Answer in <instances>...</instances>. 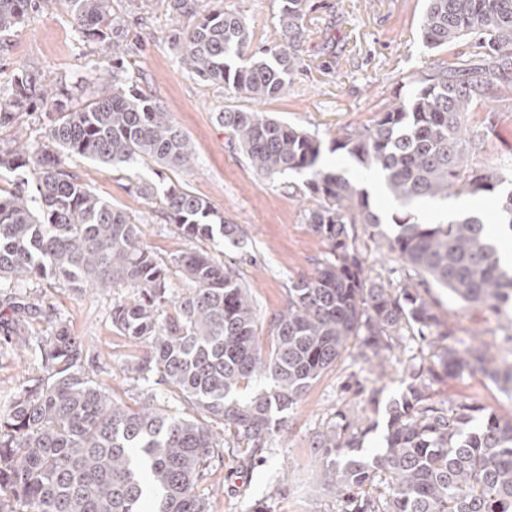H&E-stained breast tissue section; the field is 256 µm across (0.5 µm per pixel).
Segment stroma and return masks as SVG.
<instances>
[{"label": "stroma", "mask_w": 512, "mask_h": 512, "mask_svg": "<svg viewBox=\"0 0 512 512\" xmlns=\"http://www.w3.org/2000/svg\"><path fill=\"white\" fill-rule=\"evenodd\" d=\"M202 4L207 10L221 8L239 15L250 33V51L283 41L279 0H202ZM309 5L298 72L282 95L258 106L233 89L199 79L182 64L170 35L176 27L190 25V18L172 17L163 0H151L149 9L141 12L131 7L130 0H112L113 16L123 22L129 42L140 46L124 58L126 76L169 112L193 144L196 160L191 168L175 171L153 163L118 171L78 156L66 161L67 170L79 182L140 221L144 241L163 259L206 250L221 253L224 261L232 263L250 287L259 311L256 333L266 347L272 341L269 319L284 308L291 280L315 275L329 247L307 224L306 175L292 172L271 180L257 174L231 143L220 113L258 106L316 136L321 141V166L364 188L371 209L390 233L393 218L402 217L403 209L354 157L336 149L335 139L343 131L370 126L381 112L408 99L416 82L472 53L464 41L425 47L420 22L426 0H309ZM111 61V48L78 37L63 0H43L38 11L0 38L1 84L26 65L45 81L76 83L87 95L97 96L106 86L101 75ZM464 125L476 136L467 155L468 168L512 174V87L499 90L491 104L467 113ZM143 180L175 183L206 200L228 223L241 228L240 243L179 235L164 218L160 201L139 194L137 184ZM350 245L361 255L372 282L387 288L399 285L401 265L382 249L379 236L359 226ZM417 281L420 291L434 299L435 312L452 329L455 343L477 337L489 344L496 358H512V344L507 341L512 335V308L495 314L453 297L427 275H418ZM26 295L53 307L67 322L83 343L87 372L114 397L135 404L156 391L154 380L133 381L120 370L125 361L142 356L145 348L113 330L111 298L90 289L75 292L44 283L31 286ZM406 338L383 380L385 402L402 391L409 365L437 361L435 345L411 331ZM359 345V340H351L336 364L312 381L289 411L283 434L274 437L263 453L250 458L236 448L221 450L200 487L208 512H255L260 506L266 512H338L336 498L314 460L315 434L325 430L339 410L377 421L366 447H379L386 431L385 407L371 408L356 394L373 381ZM37 371L34 354L18 353L0 340V410ZM430 392L447 407L465 401L512 418V398L479 372L437 380Z\"/></svg>", "instance_id": "35a3bbf8"}]
</instances>
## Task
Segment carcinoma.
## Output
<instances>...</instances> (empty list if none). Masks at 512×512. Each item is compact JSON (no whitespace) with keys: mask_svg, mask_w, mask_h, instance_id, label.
I'll list each match as a JSON object with an SVG mask.
<instances>
[{"mask_svg":"<svg viewBox=\"0 0 512 512\" xmlns=\"http://www.w3.org/2000/svg\"><path fill=\"white\" fill-rule=\"evenodd\" d=\"M80 36L93 44L124 43L127 33L111 14L110 0H66ZM279 25L286 45L247 54L249 33L234 13L201 11L200 0H166L176 17L191 16L171 42L195 75L256 101L278 97L299 68L295 50L306 33L308 0H281ZM39 0H0V36L36 10ZM424 44L436 49L470 38L483 63L462 61L424 79L408 99L381 113L369 128L335 140L367 169L384 174L385 188L403 205L452 196L499 194L497 223L512 233V190L495 169L467 173L468 144L462 118L474 102L512 83V0H427L421 21ZM82 89L60 81L47 87L30 68L18 70L0 91V133L18 128L37 104L52 107L47 143L0 138V169H30L24 182L0 194V282L19 288L54 279L81 291L123 288L129 300L112 301V328L145 354L121 367L127 377L153 375L164 397L139 406L113 399L82 371L84 349L53 311L9 295L0 312L7 339L33 350L44 375L16 393L0 412V512H208L198 492L217 434L258 453L285 426L322 371L336 363L350 339L363 337L365 352L384 368L405 326L419 335L436 331L443 343L438 363L412 368L401 397L387 409L383 444L363 453L375 428L370 418L340 411L339 421L317 435L315 456L331 475L330 490L343 512H512V419L467 402L445 409L433 400L431 382L480 371L512 397V363L501 366L474 343H446L433 305L411 284L393 290L372 283L350 247L355 225L378 230L403 269L428 274L439 286L493 312L512 303V269L477 216L448 224L394 219L389 235L364 191L319 165L321 141L264 111L227 110L224 127L260 175H308L316 204L308 210L313 233L330 247L317 275L288 288L285 309L269 320L271 350L260 345L259 313L236 268L208 252L168 263L143 240L140 224L99 197L65 169L79 156L103 166L153 162L190 166L194 147L170 114L112 68L109 93L82 106ZM165 216L192 239L236 240L238 226L224 221L204 199L171 184L163 191ZM188 281L176 297L170 270ZM46 322L50 335L29 340L28 327ZM268 381L265 391L240 399L242 382ZM186 403L190 416L170 412ZM385 488L379 490L377 485Z\"/></svg>","mask_w":512,"mask_h":512,"instance_id":"cac0c4a2","label":"carcinoma"}]
</instances>
